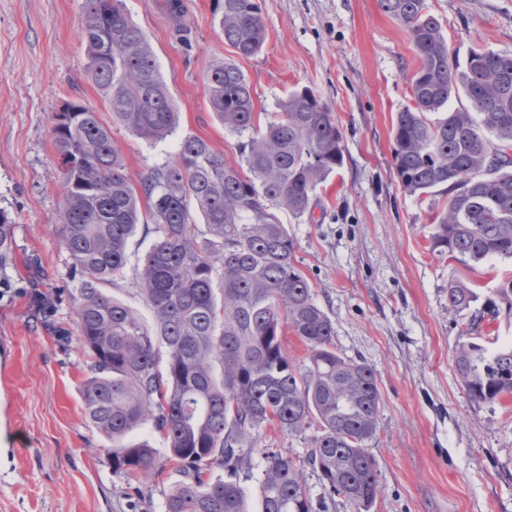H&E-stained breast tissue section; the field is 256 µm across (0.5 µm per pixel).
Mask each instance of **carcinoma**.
<instances>
[{"instance_id": "1", "label": "carcinoma", "mask_w": 512, "mask_h": 512, "mask_svg": "<svg viewBox=\"0 0 512 512\" xmlns=\"http://www.w3.org/2000/svg\"><path fill=\"white\" fill-rule=\"evenodd\" d=\"M216 3L224 43L242 58L258 55L266 28L257 0ZM378 5L407 28L419 58L412 105L392 127V153L404 192L448 195L433 218L432 250L468 268L512 259V51L473 49L461 66L426 0ZM79 25L86 77L112 123L150 143L172 136L177 104L124 0H83ZM205 83L210 111L238 137L236 165L208 141L186 136L173 161L135 181L97 109L71 99L52 113L59 223L78 276L70 302L90 357L83 413L112 443L113 471L127 477L153 473L157 451L125 439L145 426L160 435L182 474L165 512H250L240 476L271 428L315 429L307 464L325 494L370 512L378 495L368 448L379 428L376 372L336 352L332 321L278 216H303L342 165L336 113L304 85L262 123L235 64L214 63ZM462 95L469 107L452 108ZM140 225L152 243L131 269L148 321L105 292L125 277ZM14 241V222L0 210V265L12 260ZM476 298L463 281L448 283V312L461 317L462 336L503 309L512 314V278L496 299L464 315ZM290 332L305 348L299 359L288 352ZM453 363L471 400L493 405L512 395V344L490 353L464 342ZM262 455L259 512H313L302 465L271 448ZM215 467L225 476H212Z\"/></svg>"}]
</instances>
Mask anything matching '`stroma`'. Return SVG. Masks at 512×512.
<instances>
[{"instance_id":"stroma-1","label":"stroma","mask_w":512,"mask_h":512,"mask_svg":"<svg viewBox=\"0 0 512 512\" xmlns=\"http://www.w3.org/2000/svg\"><path fill=\"white\" fill-rule=\"evenodd\" d=\"M83 0H0V209L15 220V254L0 267V512H163L180 478L160 456L154 475L113 472L110 443L86 420L88 357L69 294L74 260L60 235L59 161L50 118L63 101L107 103L84 77ZM458 58L512 50V0H427ZM150 38L178 109L155 144L114 127L131 177L175 158L198 136L227 162L237 138L207 102V68L225 60L248 77L255 109L275 111L308 85L337 115L343 164L301 217L282 215L295 256L330 316L337 351L369 364L381 392L369 450L380 491L371 512H512V399L471 401L453 368L461 342L448 284L466 275L479 300L512 276V259L472 270L431 249L438 194L400 187L392 124L411 105L419 65L410 36L377 0H259L266 43L255 57L226 46L215 0H125Z\"/></svg>"}]
</instances>
